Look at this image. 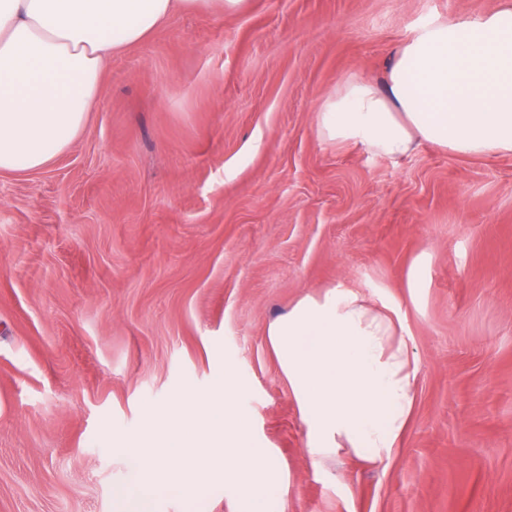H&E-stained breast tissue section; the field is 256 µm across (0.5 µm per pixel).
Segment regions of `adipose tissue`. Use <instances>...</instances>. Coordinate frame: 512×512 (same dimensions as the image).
Instances as JSON below:
<instances>
[{
  "mask_svg": "<svg viewBox=\"0 0 512 512\" xmlns=\"http://www.w3.org/2000/svg\"><path fill=\"white\" fill-rule=\"evenodd\" d=\"M212 0H0V172H38L86 129L105 62L175 10ZM320 136L400 159L436 145L512 154V8L433 18L396 51L384 86L352 76L316 113ZM386 303L336 286L305 295L266 335L307 429L312 468L349 452L382 462L405 433L416 358Z\"/></svg>",
  "mask_w": 512,
  "mask_h": 512,
  "instance_id": "obj_1",
  "label": "adipose tissue"
}]
</instances>
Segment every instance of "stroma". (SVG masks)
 Segmentation results:
<instances>
[{
  "label": "stroma",
  "mask_w": 512,
  "mask_h": 512,
  "mask_svg": "<svg viewBox=\"0 0 512 512\" xmlns=\"http://www.w3.org/2000/svg\"><path fill=\"white\" fill-rule=\"evenodd\" d=\"M509 5L247 0L113 55L70 149L0 175V512H114L137 462L113 439L227 373L288 474L285 512H512V155L393 160L315 123L431 19ZM337 285L396 306L415 401L390 460L315 471L265 331ZM234 509L220 480L157 505Z\"/></svg>",
  "instance_id": "35a3bbf8"
}]
</instances>
